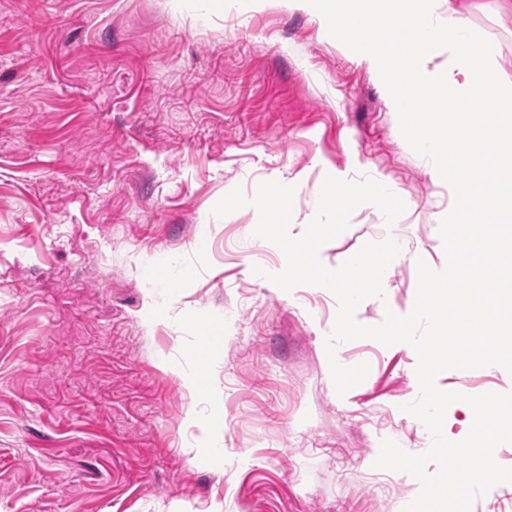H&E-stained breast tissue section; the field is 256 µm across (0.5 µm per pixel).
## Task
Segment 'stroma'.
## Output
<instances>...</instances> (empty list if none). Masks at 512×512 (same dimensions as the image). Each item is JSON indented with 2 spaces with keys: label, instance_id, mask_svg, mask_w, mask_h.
I'll use <instances>...</instances> for the list:
<instances>
[{
  "label": "stroma",
  "instance_id": "stroma-1",
  "mask_svg": "<svg viewBox=\"0 0 512 512\" xmlns=\"http://www.w3.org/2000/svg\"><path fill=\"white\" fill-rule=\"evenodd\" d=\"M379 176L406 210L361 206L322 246L329 266L393 236L388 307L408 314L417 259L446 265L451 196L402 137L376 76L285 0H0V512H401L413 477L374 468L383 439L424 453L417 359L364 338L338 396L326 290L256 276L283 253L258 212L216 218L234 188L294 187L292 222L327 175ZM217 335L186 388L194 326ZM436 384L512 392L498 366ZM224 405L214 468L190 417Z\"/></svg>",
  "mask_w": 512,
  "mask_h": 512
}]
</instances>
